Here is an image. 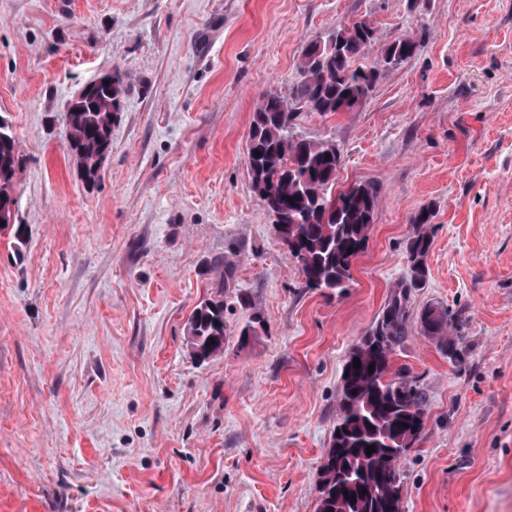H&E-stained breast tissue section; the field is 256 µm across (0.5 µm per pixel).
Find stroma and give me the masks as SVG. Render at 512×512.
<instances>
[{
	"instance_id": "35a3bbf8",
	"label": "stroma",
	"mask_w": 512,
	"mask_h": 512,
	"mask_svg": "<svg viewBox=\"0 0 512 512\" xmlns=\"http://www.w3.org/2000/svg\"><path fill=\"white\" fill-rule=\"evenodd\" d=\"M369 20L363 67L410 36L353 110L302 113L341 152L335 191L376 185L352 280L306 287L254 191L253 112L304 47ZM127 79L96 182L64 147L87 83ZM0 115L22 164L0 230V512H317L342 367L433 244L410 310L459 353L394 348L423 392L404 512H512V0H0ZM224 296V350L186 324ZM264 328L246 336L252 314ZM419 49V42L412 37L402 38L399 41L391 43L385 50L382 62L385 67L409 58Z\"/></svg>"
}]
</instances>
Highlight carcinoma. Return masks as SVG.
I'll return each mask as SVG.
<instances>
[{"mask_svg": "<svg viewBox=\"0 0 512 512\" xmlns=\"http://www.w3.org/2000/svg\"><path fill=\"white\" fill-rule=\"evenodd\" d=\"M375 29L367 20L336 30L325 42L314 41L302 52L300 80L284 95L262 97L251 124L248 152L254 191L275 215V233L296 258L305 286L341 292L352 279L351 269L368 244L377 205V189L367 182L333 193L341 153L327 141L292 137L296 106L310 112H348L373 88L383 67L409 58L419 49L411 37L391 43L382 63L355 65L372 45ZM125 77L94 85L74 99L67 114L65 143L89 182L111 149L112 124L120 112ZM260 156H254V153ZM330 159H325V155ZM20 153L11 124L0 116V201H9ZM433 213L424 208L412 220L406 248L407 277L398 284L375 328L349 350L341 374L336 426L328 452L336 467L323 475L334 495L319 496L317 512H393L390 488L399 486L398 462L413 448L423 427L422 395L401 371L392 370L394 346L415 331L451 356L448 313L428 305L416 321L407 310L413 289L423 285L432 247L429 224ZM353 252H348V248ZM187 343L211 357L224 349V301L201 302L187 322ZM360 360V368L353 366ZM374 370H369V367ZM375 451L366 453V446Z\"/></svg>", "mask_w": 512, "mask_h": 512, "instance_id": "obj_1", "label": "carcinoma"}]
</instances>
